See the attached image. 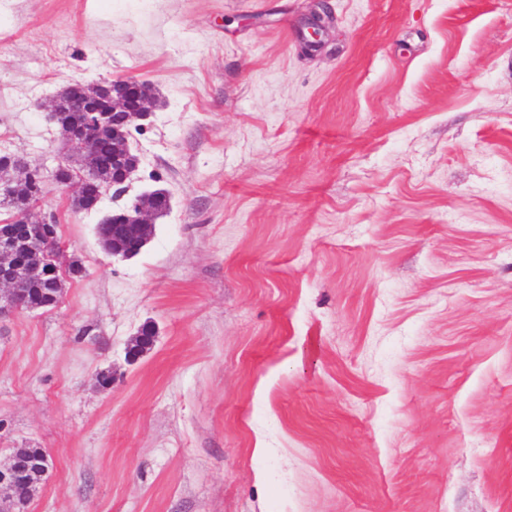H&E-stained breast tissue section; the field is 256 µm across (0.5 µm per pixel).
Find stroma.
I'll use <instances>...</instances> for the list:
<instances>
[{
  "mask_svg": "<svg viewBox=\"0 0 512 512\" xmlns=\"http://www.w3.org/2000/svg\"><path fill=\"white\" fill-rule=\"evenodd\" d=\"M331 4L307 53L316 0H0V151L56 167L37 102L138 78L171 195L128 260L111 195H45L82 274L0 324L30 512H512V0ZM320 10L319 11H313L311 16L308 18V21L306 23L309 36L311 38L306 40L305 44L308 48H315L319 46L321 42V36L329 23V21L332 19L331 16V10L329 8L328 3L323 0V3H318Z\"/></svg>",
  "mask_w": 512,
  "mask_h": 512,
  "instance_id": "1",
  "label": "stroma"
}]
</instances>
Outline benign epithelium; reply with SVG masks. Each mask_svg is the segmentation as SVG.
I'll return each instance as SVG.
<instances>
[{
	"label": "benign epithelium",
	"instance_id": "7a95c632",
	"mask_svg": "<svg viewBox=\"0 0 512 512\" xmlns=\"http://www.w3.org/2000/svg\"><path fill=\"white\" fill-rule=\"evenodd\" d=\"M306 23L310 39L306 46L315 48L332 19L328 3L319 4ZM61 93L77 100L74 111L78 118L62 124L59 134L72 155L80 162L76 173L62 177L71 168L60 163L51 171L16 155L0 158V197L11 193L18 185L34 188L31 203L24 213H18L13 223L0 225V321L21 312L55 308L62 302L63 261L65 246L46 230L52 217L42 209L43 189L53 185L67 193L70 201L84 196L85 184L97 180L116 193L130 188L138 161L132 156L128 133L142 127L155 106L151 85L135 79H100L77 82L64 87ZM112 132V167L101 169L95 161L94 135ZM171 200L164 190L134 194L128 202L101 219L103 224H127L136 231L138 249H143L154 232V219L160 210L169 209ZM103 248L115 257L131 258L133 253L117 238L98 237ZM155 337L142 333L128 343L126 355L133 361L150 351ZM53 468L52 457L44 450L32 454L27 448H15L7 462L0 464V512H28V504L13 495L17 485L35 477H45Z\"/></svg>",
	"mask_w": 512,
	"mask_h": 512
}]
</instances>
